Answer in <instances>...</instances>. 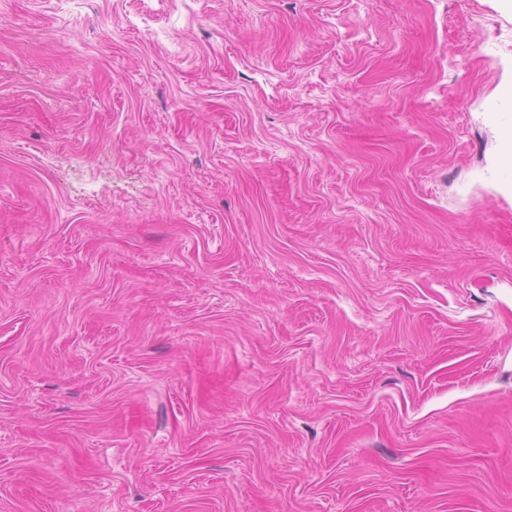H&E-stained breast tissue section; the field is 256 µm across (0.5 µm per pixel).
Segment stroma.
Returning <instances> with one entry per match:
<instances>
[{"mask_svg":"<svg viewBox=\"0 0 512 512\" xmlns=\"http://www.w3.org/2000/svg\"><path fill=\"white\" fill-rule=\"evenodd\" d=\"M511 86L496 0H0V512H512Z\"/></svg>","mask_w":512,"mask_h":512,"instance_id":"35a3bbf8","label":"stroma"}]
</instances>
